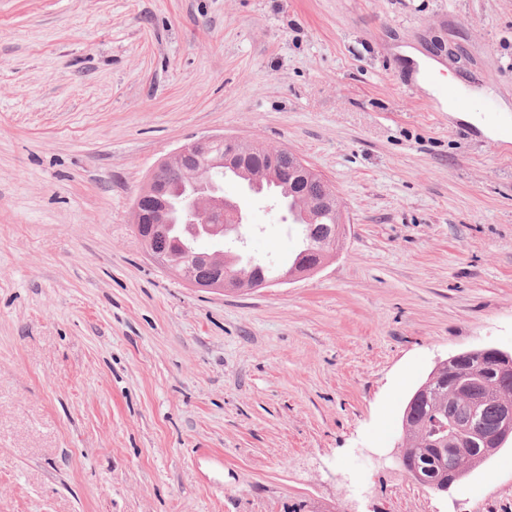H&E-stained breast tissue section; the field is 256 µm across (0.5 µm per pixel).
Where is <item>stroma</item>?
I'll list each match as a JSON object with an SVG mask.
<instances>
[{"mask_svg":"<svg viewBox=\"0 0 512 512\" xmlns=\"http://www.w3.org/2000/svg\"><path fill=\"white\" fill-rule=\"evenodd\" d=\"M512 0H0V512H512V446L447 491L396 458L438 362L512 350ZM298 153L346 238L316 274L188 287L131 222L214 134ZM246 254L296 227L242 194Z\"/></svg>","mask_w":512,"mask_h":512,"instance_id":"35a3bbf8","label":"stroma"}]
</instances>
